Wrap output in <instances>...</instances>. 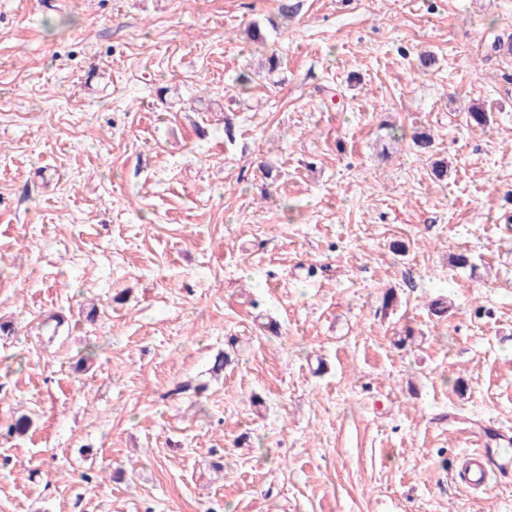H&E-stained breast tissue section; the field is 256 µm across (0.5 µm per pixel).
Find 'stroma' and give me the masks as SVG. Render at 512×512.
<instances>
[{
	"label": "stroma",
	"mask_w": 512,
	"mask_h": 512,
	"mask_svg": "<svg viewBox=\"0 0 512 512\" xmlns=\"http://www.w3.org/2000/svg\"><path fill=\"white\" fill-rule=\"evenodd\" d=\"M497 40L512 0H0V512H512L457 477L512 429Z\"/></svg>",
	"instance_id": "1"
}]
</instances>
